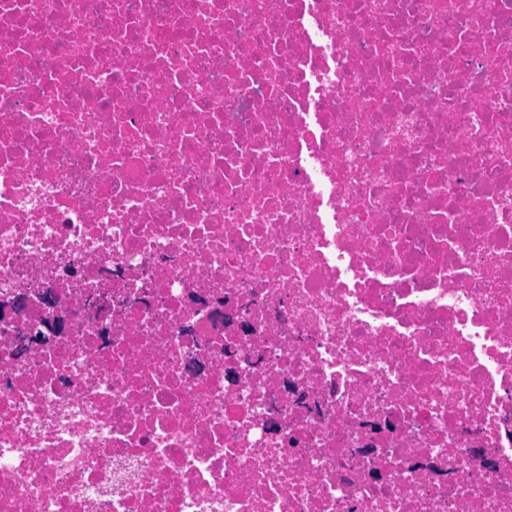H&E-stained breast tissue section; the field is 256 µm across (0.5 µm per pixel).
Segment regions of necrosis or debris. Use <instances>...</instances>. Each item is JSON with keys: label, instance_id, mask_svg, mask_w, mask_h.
<instances>
[{"label": "necrosis or debris", "instance_id": "obj_1", "mask_svg": "<svg viewBox=\"0 0 512 512\" xmlns=\"http://www.w3.org/2000/svg\"><path fill=\"white\" fill-rule=\"evenodd\" d=\"M0 512H512V0H0Z\"/></svg>", "mask_w": 512, "mask_h": 512}]
</instances>
